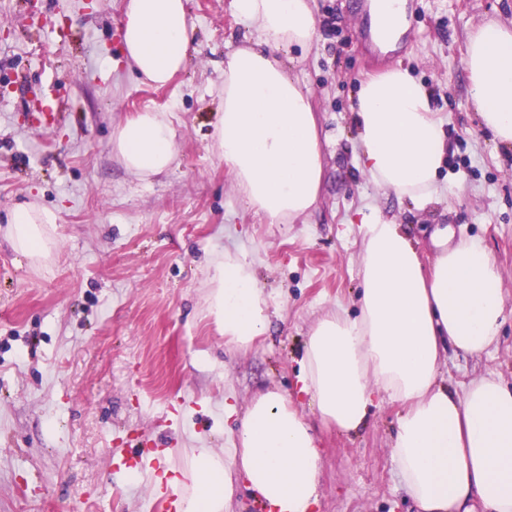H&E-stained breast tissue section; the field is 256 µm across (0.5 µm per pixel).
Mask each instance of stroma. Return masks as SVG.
Wrapping results in <instances>:
<instances>
[{
  "label": "stroma",
  "instance_id": "35a3bbf8",
  "mask_svg": "<svg viewBox=\"0 0 512 512\" xmlns=\"http://www.w3.org/2000/svg\"><path fill=\"white\" fill-rule=\"evenodd\" d=\"M127 0H0V227L16 205L56 210L58 248L37 269L0 234V512H150L154 479L195 448L223 451L259 391L299 392L313 322L357 312L359 211L402 224L423 267L478 236L503 275L497 346L449 353V387L512 381V152L495 149L468 97V30L512 22V0H408L396 49H379L370 0H312L315 43L292 69L320 114L324 181L309 215L247 212L213 148L224 56L252 26L231 0H188L189 63L158 88L121 63ZM403 66L446 118L439 193L415 209L358 167L352 107L367 76ZM170 113L172 169L149 181L112 153V127ZM246 254L269 297L266 336L237 350L207 315L212 266ZM401 408L382 403L356 433L321 428L317 512H415L389 450Z\"/></svg>",
  "mask_w": 512,
  "mask_h": 512
}]
</instances>
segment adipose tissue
Here are the masks:
<instances>
[{"mask_svg":"<svg viewBox=\"0 0 512 512\" xmlns=\"http://www.w3.org/2000/svg\"><path fill=\"white\" fill-rule=\"evenodd\" d=\"M233 7L255 32L224 58L216 154L246 210L290 224L314 207L324 165L311 93L282 57L313 44L316 19L310 0H233ZM371 12L385 44H394L404 0H375ZM191 32L187 0H128L125 59L165 86L187 65ZM463 65L481 127L495 147L512 149V25L489 20L470 29ZM353 123L359 169L375 185L419 209L436 199L450 150L446 121L408 69L362 81ZM112 150L147 180L172 167L176 131L166 113L147 109L116 126ZM56 221L54 211L22 204L11 210L5 237L42 264ZM361 223L358 312L338 307L320 317L303 349L308 410L276 391L256 395L229 452L193 449L186 481L169 480L179 512H226L240 484L267 512H311L321 471L312 420L350 433L384 400L403 408L389 455L418 512H512V387L488 373L458 392L441 377L449 351L479 356L497 343L506 308L497 265L481 238L451 245L438 231L440 251L426 270L400 224L372 212ZM208 312L239 349L266 334L267 296L246 256L228 253L215 263Z\"/></svg>","mask_w":512,"mask_h":512,"instance_id":"adipose-tissue-1","label":"adipose tissue"}]
</instances>
